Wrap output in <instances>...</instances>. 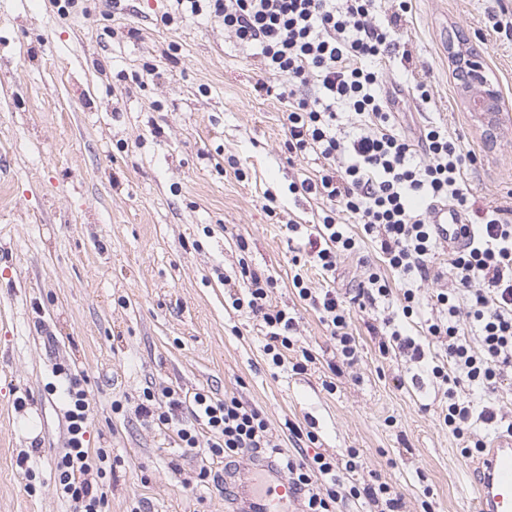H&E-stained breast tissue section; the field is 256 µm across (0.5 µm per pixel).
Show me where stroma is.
<instances>
[{
    "label": "stroma",
    "instance_id": "35a3bbf8",
    "mask_svg": "<svg viewBox=\"0 0 512 512\" xmlns=\"http://www.w3.org/2000/svg\"><path fill=\"white\" fill-rule=\"evenodd\" d=\"M170 8L75 0L65 14L54 0H0V512H69L54 482L66 440V406L49 389L59 366L82 380L91 447L115 462L108 512H234L233 494L183 482L252 462L183 452L175 432L135 415L148 386L236 396L287 450L286 422L313 426L311 452L358 449V480L389 483L401 512H422L425 500L431 512H471L470 461L443 424L445 397L419 366L381 354L373 334L413 286L418 304L403 326L436 351L427 326L445 280L414 286L350 225L357 251L337 261V292L352 297L376 272L393 293L353 308L359 361L339 365L291 282L297 240L330 204L289 186L321 163L289 156L287 106L256 90L266 78L257 48L213 16L163 25ZM393 12L377 0L373 20L394 30L378 69L396 132L414 139L444 125L479 158L466 174L478 207L511 202L512 34L496 30L497 0H412L400 19ZM454 37L481 53L499 90L494 123L469 104ZM245 265L272 276L271 304L296 317L281 366L263 351L260 320L232 304ZM305 350L313 361L296 369ZM31 415L40 431L29 438L20 424ZM22 454L36 459L34 478Z\"/></svg>",
    "mask_w": 512,
    "mask_h": 512
}]
</instances>
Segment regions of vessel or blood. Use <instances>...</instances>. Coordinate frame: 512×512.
Wrapping results in <instances>:
<instances>
[{
  "instance_id": "1",
  "label": "vessel or blood",
  "mask_w": 512,
  "mask_h": 512,
  "mask_svg": "<svg viewBox=\"0 0 512 512\" xmlns=\"http://www.w3.org/2000/svg\"><path fill=\"white\" fill-rule=\"evenodd\" d=\"M428 218L438 225L443 243H457L454 227L459 219L448 206L430 205ZM261 469L266 474L263 488H255L250 477L238 478V512H284V505L294 499L287 477L274 462H263ZM472 476L473 512H512V436L500 438L493 447L482 449L479 466Z\"/></svg>"
}]
</instances>
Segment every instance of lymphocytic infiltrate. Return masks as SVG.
I'll return each instance as SVG.
<instances>
[{"instance_id":"obj_1","label":"lymphocytic infiltrate","mask_w":512,"mask_h":512,"mask_svg":"<svg viewBox=\"0 0 512 512\" xmlns=\"http://www.w3.org/2000/svg\"><path fill=\"white\" fill-rule=\"evenodd\" d=\"M373 9L374 0H174L173 11L160 20L169 25L179 17L206 13L220 18L240 43L259 47L271 76L259 89L288 106L289 154H313L323 161L316 178L300 179L290 189L332 204L311 243L324 274H335L338 257L356 248L340 222L345 213L377 243L392 269L425 281L440 239L427 208L446 202L466 213L471 198L463 174L477 158L441 126H424L415 142L393 131L392 108L380 94L375 67L390 48L393 32L373 23ZM343 107L364 122L363 131L342 133ZM418 149L425 162L415 161ZM459 234L462 244L448 258L452 286L436 295L444 317L428 327L446 359L431 366L430 376L448 399L443 423L461 442L462 455L470 457L484 446L474 439L472 423L512 435V421H504L494 407L475 408L462 392L467 385L494 387L512 368V218L495 208L485 212L481 223L461 225ZM272 285L271 278L250 273L245 295L234 304L261 320L264 351L278 365L284 350L294 345L295 319L287 309L270 305ZM292 285L318 311L343 364L354 365L359 349L344 301L332 289L313 294L299 272ZM470 328L478 329L477 340L467 337ZM64 395L68 439L56 462V487L72 512H105L108 494L91 477L105 475L110 457L105 449L93 451L86 444L89 405L77 378L68 377ZM137 413L174 430L181 447L193 450L206 443L214 458L269 455L302 495L303 512H339L340 506L359 500L378 512L401 507L388 483L351 480L363 465L357 449H347L340 460L319 452L307 455L304 445L315 442L316 435L292 423L288 431L294 450L284 452L262 412L237 398L198 392L186 405L174 392L158 396L147 388Z\"/></svg>"}]
</instances>
